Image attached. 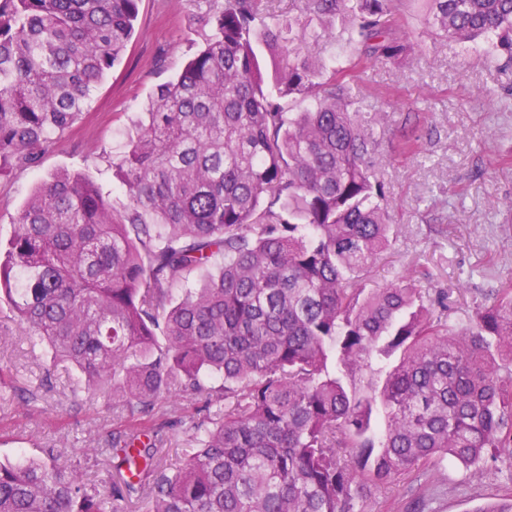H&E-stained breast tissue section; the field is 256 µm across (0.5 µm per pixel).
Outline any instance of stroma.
Returning <instances> with one entry per match:
<instances>
[{
	"label": "stroma",
	"instance_id": "obj_1",
	"mask_svg": "<svg viewBox=\"0 0 512 512\" xmlns=\"http://www.w3.org/2000/svg\"><path fill=\"white\" fill-rule=\"evenodd\" d=\"M196 0H141L135 33L121 61L95 86L83 118L31 164L0 174V239L34 189L58 171L86 172L114 208L128 202L112 163L132 136L149 95L171 80L201 48L193 21ZM406 32L414 52L369 64L351 93L372 120L380 177L393 206L390 246L374 265L368 287L398 276L448 292L453 323L465 324L512 280V67L481 61L473 46L431 38L422 0H396L386 18ZM421 144L418 153L407 140ZM43 348L23 337L0 339V367L18 393L0 406V458L58 449L85 482L110 485L113 431L126 425L121 402L76 387L70 367L46 370ZM48 378L38 400L25 390ZM512 498V464L500 460L475 472L453 461L399 476L363 504L364 512H477Z\"/></svg>",
	"mask_w": 512,
	"mask_h": 512
}]
</instances>
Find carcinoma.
I'll use <instances>...</instances> for the list:
<instances>
[{
	"mask_svg": "<svg viewBox=\"0 0 512 512\" xmlns=\"http://www.w3.org/2000/svg\"><path fill=\"white\" fill-rule=\"evenodd\" d=\"M140 2L0 0V171L82 119ZM301 2L292 15L203 0L204 46L149 96L113 164L129 205L54 173L0 241L16 332L120 398L129 423L112 433L108 487L51 448L0 460V512H127L135 498L150 512H363L422 464L512 457V288L454 327L447 297L414 277L365 286L392 217L348 81L412 50L386 26L394 0ZM424 2L433 32L484 38L485 57L512 65V0ZM328 40L358 62L326 65ZM172 391L207 411L173 471L141 441Z\"/></svg>",
	"mask_w": 512,
	"mask_h": 512,
	"instance_id": "carcinoma-1",
	"label": "carcinoma"
}]
</instances>
